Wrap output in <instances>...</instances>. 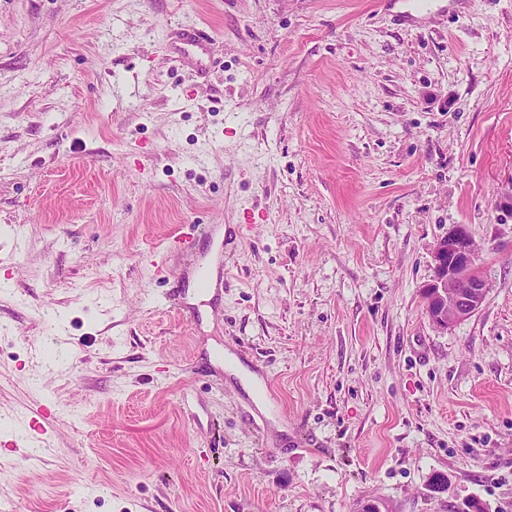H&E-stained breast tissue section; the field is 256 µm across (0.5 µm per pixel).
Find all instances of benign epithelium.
Returning <instances> with one entry per match:
<instances>
[{
	"label": "benign epithelium",
	"instance_id": "1",
	"mask_svg": "<svg viewBox=\"0 0 512 512\" xmlns=\"http://www.w3.org/2000/svg\"><path fill=\"white\" fill-rule=\"evenodd\" d=\"M434 277L424 290V311L433 324L448 328L482 304L486 283L477 268L474 242L463 225L435 244Z\"/></svg>",
	"mask_w": 512,
	"mask_h": 512
}]
</instances>
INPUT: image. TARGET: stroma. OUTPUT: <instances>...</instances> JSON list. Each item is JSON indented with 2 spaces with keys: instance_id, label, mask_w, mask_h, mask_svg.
Segmentation results:
<instances>
[{
  "instance_id": "stroma-1",
  "label": "stroma",
  "mask_w": 512,
  "mask_h": 512,
  "mask_svg": "<svg viewBox=\"0 0 512 512\" xmlns=\"http://www.w3.org/2000/svg\"><path fill=\"white\" fill-rule=\"evenodd\" d=\"M416 2L0 0V500L512 512V0ZM434 277L424 290V311L433 324L448 328L482 304L486 283L477 268L474 242L464 225L435 244Z\"/></svg>"
}]
</instances>
